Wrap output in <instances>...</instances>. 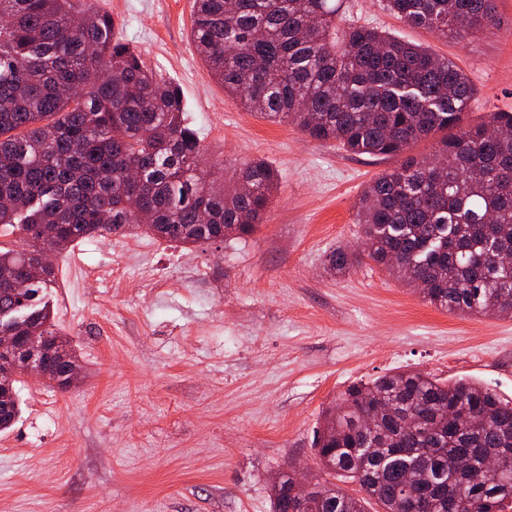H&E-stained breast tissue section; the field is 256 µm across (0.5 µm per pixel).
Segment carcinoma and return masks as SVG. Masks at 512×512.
Listing matches in <instances>:
<instances>
[{
    "label": "carcinoma",
    "instance_id": "carcinoma-1",
    "mask_svg": "<svg viewBox=\"0 0 512 512\" xmlns=\"http://www.w3.org/2000/svg\"><path fill=\"white\" fill-rule=\"evenodd\" d=\"M403 23L459 40L495 22V0H385ZM0 333L19 337L0 366V432L20 411L30 344L45 347L49 382L70 340L40 305L54 267L38 266L89 236L147 225L157 238L209 244L252 234L277 185L250 161L226 181L199 167L204 148L185 119L179 89L114 35L92 0H0ZM191 39L224 92L250 113L289 122L310 140L386 159L439 137L431 158L409 157L370 180L356 203L362 256L438 309L512 318V113L461 123L476 95L467 75L429 48L348 23L338 0H194ZM494 125L497 135L486 128ZM357 255H330L345 273ZM385 401L376 429L364 408ZM318 465L362 496L316 484L304 501L273 489V512H503L512 504V403L467 379L400 371L349 386L324 416ZM501 459L504 469H485Z\"/></svg>",
    "mask_w": 512,
    "mask_h": 512
}]
</instances>
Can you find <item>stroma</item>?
Returning a JSON list of instances; mask_svg holds the SVG:
<instances>
[{
    "instance_id": "stroma-1",
    "label": "stroma",
    "mask_w": 512,
    "mask_h": 512,
    "mask_svg": "<svg viewBox=\"0 0 512 512\" xmlns=\"http://www.w3.org/2000/svg\"><path fill=\"white\" fill-rule=\"evenodd\" d=\"M194 0H96L116 36L175 84L205 164L261 159L277 187L258 230L182 246L144 230L54 258V321L82 369L61 390L25 380L0 433V512H273L271 483L324 480L313 441L352 384L410 370L512 401V318L449 313L365 259L355 202L401 158L355 156L243 110L191 39ZM459 42L406 26L384 0H341L373 26L455 61L477 89L464 122L512 111V0Z\"/></svg>"
}]
</instances>
